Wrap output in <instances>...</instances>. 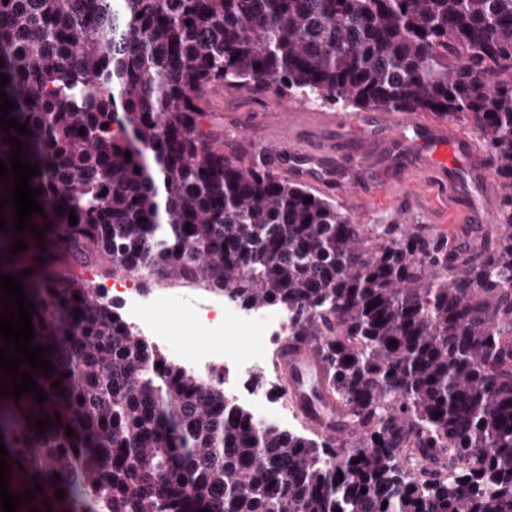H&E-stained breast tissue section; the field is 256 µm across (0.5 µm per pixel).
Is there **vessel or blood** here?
I'll use <instances>...</instances> for the list:
<instances>
[{
  "instance_id": "obj_1",
  "label": "vessel or blood",
  "mask_w": 512,
  "mask_h": 512,
  "mask_svg": "<svg viewBox=\"0 0 512 512\" xmlns=\"http://www.w3.org/2000/svg\"><path fill=\"white\" fill-rule=\"evenodd\" d=\"M376 125L384 147L402 161V179L420 177L447 189L451 198L468 199L464 213L470 223H489L488 198L495 189L484 153L460 137L453 127L426 124L418 112H383ZM331 112L290 109L284 121L274 124L259 147L267 166L295 181L327 189L333 161L345 157L356 164L370 163L373 153L364 143L347 146L343 141H320L315 128H335ZM421 130V139L410 141L404 129ZM281 369L288 376L289 399L302 407L311 387L320 385L324 365L315 339L304 338L284 343L279 355ZM315 424L328 435L347 438L356 431L349 425L344 409L327 399L315 409Z\"/></svg>"
}]
</instances>
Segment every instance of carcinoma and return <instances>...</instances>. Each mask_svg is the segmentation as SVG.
<instances>
[{"instance_id": "1", "label": "carcinoma", "mask_w": 512, "mask_h": 512, "mask_svg": "<svg viewBox=\"0 0 512 512\" xmlns=\"http://www.w3.org/2000/svg\"><path fill=\"white\" fill-rule=\"evenodd\" d=\"M0 60L29 130H0V159L21 140L45 212L40 239L0 232V273L55 367L21 365L46 402L0 397L8 491L35 495L17 512H94L103 491L111 512H512V0H0ZM224 84L467 121L496 230L462 258L243 167L198 104ZM89 266L282 308L360 437L258 421L136 336Z\"/></svg>"}]
</instances>
